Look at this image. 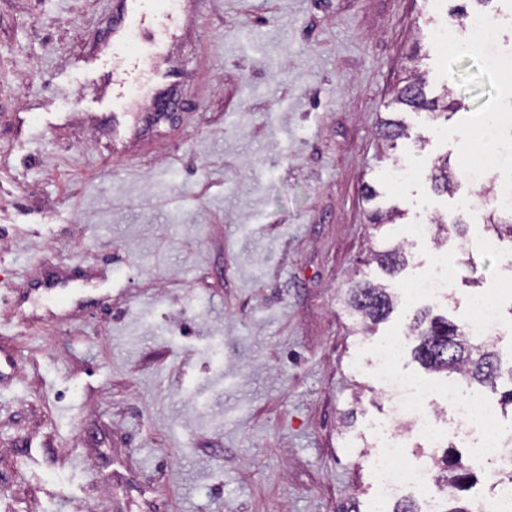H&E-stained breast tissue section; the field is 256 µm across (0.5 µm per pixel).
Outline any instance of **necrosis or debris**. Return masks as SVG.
Returning <instances> with one entry per match:
<instances>
[{
	"label": "necrosis or debris",
	"mask_w": 512,
	"mask_h": 512,
	"mask_svg": "<svg viewBox=\"0 0 512 512\" xmlns=\"http://www.w3.org/2000/svg\"><path fill=\"white\" fill-rule=\"evenodd\" d=\"M508 27H512L511 15L476 11L468 16L463 30L467 40L488 50L489 66L511 79L512 53L499 47L502 32ZM403 341V335H394L378 345L373 353V375L393 401L395 416L378 424L370 462L378 476L383 498H397L409 489L421 504L420 512H441V492L428 469L405 460L409 435L439 438L436 414L438 410L448 409L461 430L475 435V463L493 456L512 467V434L504 435L495 415L478 410L472 398L463 396L458 382L423 381L396 375L393 366Z\"/></svg>",
	"instance_id": "obj_1"
}]
</instances>
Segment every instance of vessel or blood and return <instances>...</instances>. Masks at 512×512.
I'll list each match as a JSON object with an SVG mask.
<instances>
[{"label":"vessel or blood","mask_w":512,"mask_h":512,"mask_svg":"<svg viewBox=\"0 0 512 512\" xmlns=\"http://www.w3.org/2000/svg\"><path fill=\"white\" fill-rule=\"evenodd\" d=\"M184 10L182 0H116L112 23L111 100L101 106L112 114L116 133H123L140 113L149 111L144 88L168 84L171 70L162 68L170 24Z\"/></svg>","instance_id":"obj_1"}]
</instances>
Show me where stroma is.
<instances>
[{
  "instance_id": "35a3bbf8",
  "label": "stroma",
  "mask_w": 512,
  "mask_h": 512,
  "mask_svg": "<svg viewBox=\"0 0 512 512\" xmlns=\"http://www.w3.org/2000/svg\"><path fill=\"white\" fill-rule=\"evenodd\" d=\"M476 7L197 0L165 46L174 111L118 150L90 83L115 0H0V512H392L369 464L392 415L374 349L424 308L465 326L479 296L501 311V377L463 385L512 429V235L484 224L512 172L463 167L512 81L450 34ZM416 70L428 98L450 90L453 137L392 105ZM387 119L408 128L392 146ZM396 243L389 276L373 253ZM440 258L447 297L409 296ZM362 279L401 297L366 335L345 304ZM440 421L408 459L471 465Z\"/></svg>"
}]
</instances>
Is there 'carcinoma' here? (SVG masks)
I'll use <instances>...</instances> for the list:
<instances>
[{
	"instance_id": "obj_1",
	"label": "carcinoma",
	"mask_w": 512,
	"mask_h": 512,
	"mask_svg": "<svg viewBox=\"0 0 512 512\" xmlns=\"http://www.w3.org/2000/svg\"><path fill=\"white\" fill-rule=\"evenodd\" d=\"M427 78L423 74L411 77L410 82L399 89L397 103L415 110L432 112L437 119L442 113L437 111L438 101L429 100L424 90ZM382 136L388 141H396L407 136L406 129L396 120L389 119L383 124ZM434 189L448 191L451 184L448 161L444 160L432 174ZM381 268L388 274L399 272L405 259L400 246L395 245L375 253ZM346 306L352 317L365 332L370 325L386 320L394 310L396 297L382 285L369 281L357 282L346 293ZM411 335L417 337L413 354L424 368L435 372H456L479 383L496 387L499 377L497 351L491 345L476 347L454 322L441 317L431 318L422 311L415 316L409 326ZM440 469L443 482L460 493L470 487L472 475L455 451L445 452Z\"/></svg>"
}]
</instances>
